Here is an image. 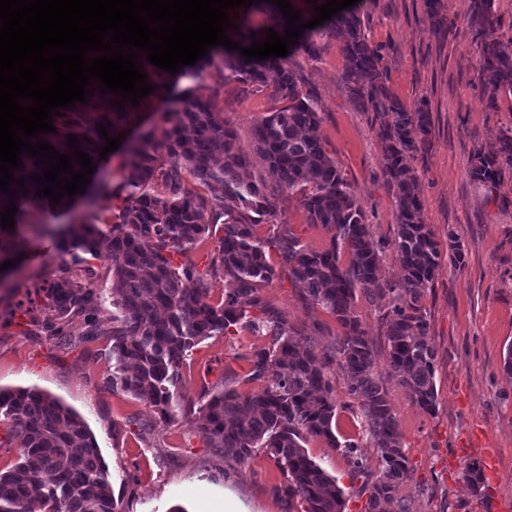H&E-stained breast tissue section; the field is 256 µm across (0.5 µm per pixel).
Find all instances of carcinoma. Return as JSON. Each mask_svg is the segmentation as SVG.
<instances>
[{
    "label": "carcinoma",
    "instance_id": "obj_1",
    "mask_svg": "<svg viewBox=\"0 0 512 512\" xmlns=\"http://www.w3.org/2000/svg\"><path fill=\"white\" fill-rule=\"evenodd\" d=\"M439 0H425L431 31L445 25ZM468 22L482 41V85L490 99L512 95V50L493 37L499 23L495 0H470ZM239 29L228 36L244 47L264 38L263 30L249 19L236 21ZM329 25L343 41V80L350 99L365 112L374 113L383 149L386 181L395 198L397 230L393 241L402 275L382 280L378 270L383 250L372 238L359 200L326 152L317 134L321 118L302 92L298 74L285 57L247 60L240 51L224 55L222 66L209 56L195 63L192 77L216 67L219 79L234 78L242 90L269 91L274 107L254 126L252 152L237 144L235 131L224 125L216 101L186 90L179 106L170 112L168 127L159 143L154 132L142 133L127 147L129 159L122 167L129 174L104 190L108 199L122 200L115 222L85 224L75 237L65 230L44 228L56 237V249L71 262L43 289L54 318L43 329L61 345L72 336L74 320L83 321V335L101 331L98 312L104 300L84 279L96 275L85 255L102 254L112 267V373L108 383L121 388L160 412L174 417L171 388L181 377L188 353L203 339L216 334L249 331L269 338L253 353L247 380L263 381V392L241 395L226 389L210 395L199 407L183 408L182 417L199 414V431L224 457L244 465L263 448L286 476L288 498L305 504L303 512H343V492L307 454V438H320L350 459L353 474L371 477L367 460L355 440L336 436L337 403L331 377L340 370L347 391L358 403V413L373 447L379 449L380 473L370 484L366 512H383L382 504L398 499L409 478L408 459L401 446L398 420L386 388L377 375L373 341L355 311L358 297L373 303L387 296L382 314L389 376L421 409L437 407V354L431 342L430 323L423 306L428 286L441 269V244L424 221V207L416 192V178L408 160L425 144L431 130L430 113L407 108L387 86L379 68V55L365 34L363 19L354 11H340ZM95 88L85 109L97 113L89 126L82 114L62 111L53 117L56 133L41 134L62 154L71 150L67 135L74 134L81 151L96 158L106 144L97 124L111 123L116 137L128 120L127 112L100 105ZM470 177L495 185L505 169L512 168V134L499 140L497 151L474 154ZM24 168L13 170L15 179L27 178L28 193L11 198L0 191V205L15 202L18 212L11 229L0 226V262L15 260L26 247L19 232L20 217L28 205L45 204L64 209L69 197L53 205L36 195L30 175L43 173L35 158L22 155ZM264 175L254 176L255 167ZM283 191L299 192L308 223L331 233V248H308L286 224L273 225L262 239L255 227L265 217L277 215L269 182ZM163 186L157 195L154 188ZM221 187V193L199 188ZM211 222L201 223L204 213ZM221 226L217 252L206 271L188 261L174 264L198 241ZM276 249L289 278L302 285L300 299L335 317L342 328L332 352L318 351L302 342L281 312L266 305L259 286L270 284L276 267L266 256ZM348 261L342 262V253ZM224 276L234 288L217 303L210 301L209 280ZM257 310L260 315L252 314ZM0 417L10 422L8 443L19 448L17 463L0 470V512H26L40 504L46 512H123L112 492L110 474L98 446L81 417L71 408L35 389H0ZM464 478L472 493L482 494V468L473 461Z\"/></svg>",
    "mask_w": 512,
    "mask_h": 512
}]
</instances>
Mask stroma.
I'll list each match as a JSON object with an SVG mask.
<instances>
[{"instance_id":"1","label":"stroma","mask_w":512,"mask_h":512,"mask_svg":"<svg viewBox=\"0 0 512 512\" xmlns=\"http://www.w3.org/2000/svg\"><path fill=\"white\" fill-rule=\"evenodd\" d=\"M449 29L440 36L429 30L424 0H358L368 40L377 48L387 85L407 107L427 103L431 132L423 148L408 161L424 203V218L440 243L455 232L464 261L443 260L423 305L437 352V408L429 413L387 375V349L380 310L385 300L358 301L356 312L374 341L377 373L398 418L401 443L411 469L401 487L400 503L384 512H503L512 506V376L503 370L512 346V169L494 190L470 177L475 152L495 151L502 134L512 130V97L488 99L481 85V49L467 26L470 0H440ZM319 57L290 48L288 62L321 117L318 133L327 153L359 199L373 238L384 248L379 274L398 279L401 269L393 240L397 212L384 183L382 148L371 113L349 99L343 81L342 43L325 25L315 28ZM165 87L144 98L122 132L136 139L141 132H162L168 112L185 89L216 96L219 118L236 130L243 150L252 146L251 131L271 107L267 92L243 93L235 80L214 75L188 78L165 75ZM124 172L118 153L97 160L84 195L76 196L56 225L100 224L120 207H90L87 195L117 183ZM276 219H264L257 236L271 235L273 223L289 225L309 248H330L331 235L308 223L301 198L280 194ZM64 261L50 237H33L16 270L0 275V388H38L80 415L94 435L110 473L112 491L124 512H200L203 500L237 493L250 512H302L301 503L281 493L285 475L265 450L240 466L210 447L195 424L184 418L165 420L153 408L122 389L109 386L112 312L101 313L102 333L84 337L74 326L69 345H58L39 333L38 321L50 317L40 286L51 283ZM259 294L280 310L290 326L318 350L332 351L342 333L335 318L306 307L287 272ZM266 337L249 332L211 336L187 357L173 400L199 402L207 391L227 388L251 395L263 382L247 381L253 350ZM309 456L343 491L344 512H365L369 490L354 476L338 449L324 440H307ZM493 455L495 482L473 495L463 467Z\"/></svg>"}]
</instances>
